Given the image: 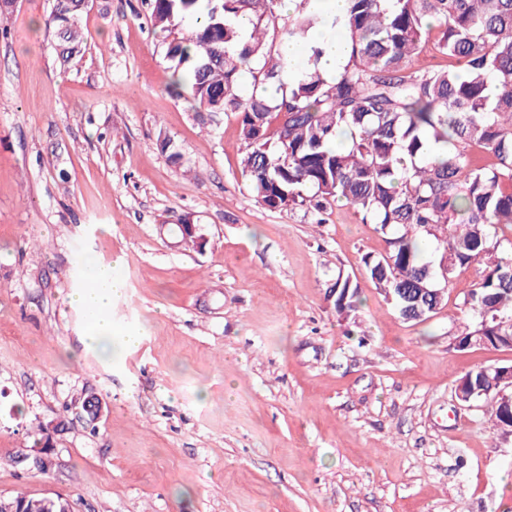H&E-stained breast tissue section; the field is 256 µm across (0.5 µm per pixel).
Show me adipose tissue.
Masks as SVG:
<instances>
[{"instance_id":"adipose-tissue-1","label":"adipose tissue","mask_w":512,"mask_h":512,"mask_svg":"<svg viewBox=\"0 0 512 512\" xmlns=\"http://www.w3.org/2000/svg\"><path fill=\"white\" fill-rule=\"evenodd\" d=\"M345 0H325L323 4L324 22L320 25L316 40L320 41L323 54L318 68L323 76L335 74L344 57V47L336 35L333 24L336 16L342 15ZM124 290L123 282L113 275L111 269L98 268L91 274L86 288L74 292L69 297L72 305L80 307L89 316V336L103 352L112 349V322L109 311L113 300Z\"/></svg>"}]
</instances>
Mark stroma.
Listing matches in <instances>:
<instances>
[{
	"instance_id": "obj_1",
	"label": "stroma",
	"mask_w": 512,
	"mask_h": 512,
	"mask_svg": "<svg viewBox=\"0 0 512 512\" xmlns=\"http://www.w3.org/2000/svg\"><path fill=\"white\" fill-rule=\"evenodd\" d=\"M51 7L18 0L0 20V496L72 512H512V437L455 396L467 371L512 364L450 346L480 266L427 320L402 319L366 280L363 257L387 248L373 224L342 201L321 218L267 209L236 116L202 126L170 93L146 0H90L66 65ZM186 216L204 250L176 245ZM89 255L125 284L109 357L67 302ZM340 274L362 287L349 319L328 298ZM87 391L104 405L92 427L69 408ZM40 422L58 426L46 474L15 462Z\"/></svg>"
}]
</instances>
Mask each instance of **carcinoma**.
Segmentation results:
<instances>
[{"label": "carcinoma", "instance_id": "carcinoma-1", "mask_svg": "<svg viewBox=\"0 0 512 512\" xmlns=\"http://www.w3.org/2000/svg\"><path fill=\"white\" fill-rule=\"evenodd\" d=\"M279 2L149 0L173 92L203 126L237 114L242 175L266 208L321 212L341 200L377 225L387 250L363 264L401 318H429L445 279L485 264L463 292L456 348H512V250L498 236L500 225L512 226V0H346L335 20L346 55L331 79L311 39L318 0H298L286 15ZM86 8V0H53L45 26L63 63L84 52ZM187 18L192 27L178 32ZM286 40L307 53L289 82L277 47ZM430 42L448 64L413 68ZM425 241L434 245L428 257ZM336 287L349 289L338 312H356L360 284L339 276ZM496 379L493 367L470 370L462 392L475 398ZM67 507L60 496L0 497V512Z\"/></svg>", "mask_w": 512, "mask_h": 512}]
</instances>
